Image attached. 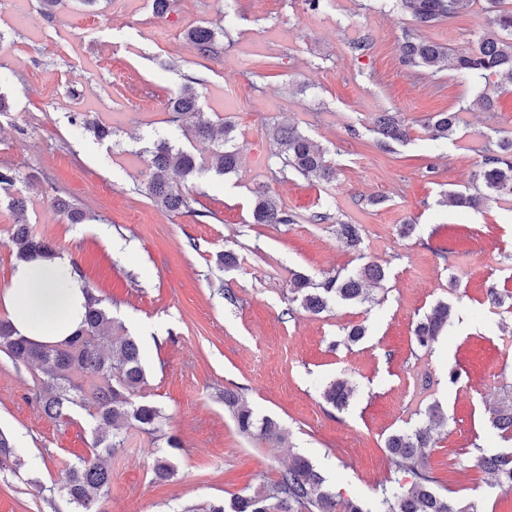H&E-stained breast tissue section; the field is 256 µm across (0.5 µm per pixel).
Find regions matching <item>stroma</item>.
Wrapping results in <instances>:
<instances>
[{
    "label": "stroma",
    "instance_id": "stroma-1",
    "mask_svg": "<svg viewBox=\"0 0 512 512\" xmlns=\"http://www.w3.org/2000/svg\"><path fill=\"white\" fill-rule=\"evenodd\" d=\"M153 0H68L55 16L40 0H0V167L38 174L28 209L37 232L74 259L88 288L112 312L114 332L140 345L159 406V431L123 429L110 458L104 512H184L271 486L290 456L311 460L333 491L374 495L390 474L385 441L425 424L439 403L427 461L448 497L479 512H512V491L476 462L478 452L512 450L490 421L512 400V201L454 208L445 194L474 186L492 131L512 136V91L451 68L403 65L406 36L428 35L450 53L472 50L487 27L485 0H470L453 26L419 27L395 0H173L156 15ZM226 31L213 57L197 53L188 30ZM369 36L362 55L348 44ZM204 92L202 108L232 121L237 172L208 171L189 185L195 214L170 213L138 191L147 165L137 155L149 131L185 143L168 101L185 83ZM494 92L497 109L473 108ZM460 110L448 139L430 140L423 119ZM398 113L403 143L380 148L375 113ZM90 113L117 133L99 142L71 115ZM293 124L336 160L330 183L296 173L272 179L275 126ZM265 185L296 217L253 223V191ZM63 196L88 220L71 223L54 206ZM326 214L324 223L309 220ZM360 227V251L337 223ZM413 225L404 233V225ZM238 261L221 265L219 254ZM376 262L386 278L371 303H333L313 314L291 306L293 274L321 281ZM499 305H489L488 290ZM440 302L451 325L434 344H417L416 323ZM364 326L347 342L345 330ZM459 380L449 383V372ZM354 389L350 404L324 401L336 378ZM32 369L0 352V432L17 445L19 472H0V512H50L39 484L60 480L87 455L93 423L83 410L53 419L34 395ZM234 392L282 438L244 436L224 404ZM183 444L175 475L153 478L168 436ZM457 462L449 470V462Z\"/></svg>",
    "mask_w": 512,
    "mask_h": 512
}]
</instances>
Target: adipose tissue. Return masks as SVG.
Wrapping results in <instances>:
<instances>
[{"label": "adipose tissue", "mask_w": 512, "mask_h": 512, "mask_svg": "<svg viewBox=\"0 0 512 512\" xmlns=\"http://www.w3.org/2000/svg\"><path fill=\"white\" fill-rule=\"evenodd\" d=\"M84 282L62 257L18 262L11 284L0 292L20 333L36 342H56L80 325Z\"/></svg>", "instance_id": "ef3b65f1"}]
</instances>
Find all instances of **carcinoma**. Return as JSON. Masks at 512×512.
<instances>
[{
    "instance_id": "cac0c4a2",
    "label": "carcinoma",
    "mask_w": 512,
    "mask_h": 512,
    "mask_svg": "<svg viewBox=\"0 0 512 512\" xmlns=\"http://www.w3.org/2000/svg\"><path fill=\"white\" fill-rule=\"evenodd\" d=\"M399 7L422 28L444 22H455L466 0H398ZM488 29L480 36L467 55L453 58L452 67L463 76L483 79L497 78L496 86H512V6L506 0H487ZM220 32L211 26L197 25L187 37L202 56L216 53ZM401 61L412 68L434 69L448 60V47L426 37L409 36L400 47ZM203 92L195 85H183L170 99L172 122L184 128L188 139L206 140L214 145L207 160L198 158L183 145L166 137H153L141 154L147 156L152 175L144 182L145 193L161 209L170 212H191L192 199L186 192L187 182L211 168L226 175L238 169L239 158L234 148V124L219 125L204 116L200 108ZM73 121L91 131L100 142L115 134L114 127L102 124L86 113H76ZM459 113L436 112L424 120L423 127L432 141L454 134ZM379 145L403 142L409 136L404 122L394 112H380L374 119ZM274 157L279 160V172L291 170L307 179L330 183L336 179V164L329 151L316 145L295 126L275 129ZM483 190L474 193L452 191L450 203L456 207L478 209L484 200L512 198V140L502 137L496 149L488 150L474 174ZM22 177L11 168L0 167V198L17 215L12 228V242L21 261L52 259L55 249L39 237L32 225L24 222L27 197L17 188ZM252 217L256 224H293L295 215L288 212L276 198L263 189L256 192ZM338 233L346 245L359 248L361 236L356 224H341ZM385 278L384 269L367 263L354 273L329 274L315 282L304 274L292 279V301L309 312L320 313L332 302L370 300L369 286ZM86 300L81 325L68 338L56 343H36L19 333L13 320L0 318V351L12 361L49 377L41 382L45 393L40 396L44 413L54 419L66 418L74 409H82L95 422L92 430L90 455L69 465L61 479V491L73 512H92L112 486V470L108 458L112 450L121 447L119 430L126 424L143 431L159 429L162 410L152 402L138 399L145 383L146 371L141 349L131 336L112 335V317L101 300L85 291ZM451 307L438 303L415 328L418 344L433 347L449 326ZM90 371L97 382L87 388L78 375ZM352 389L345 379H336L323 390L324 400L338 410L348 406ZM224 405L233 414L239 432L247 436H277L279 426L269 418L258 419L253 410L232 393H224ZM428 425L390 435L385 444L387 459L395 471L409 478H388L378 484V492L369 500L345 499L326 485L325 478L312 462L297 456L283 470L268 490H256L239 495L229 503L211 504L205 512H478L472 503H463L442 495L437 490L438 479L427 463L425 449L435 443L433 426L444 420L441 407L433 403L425 411ZM491 424L502 432H512V403L496 407L491 412ZM169 450L153 467L157 480H168L174 474L173 457L181 449L180 441L168 439ZM479 464L495 475L497 481L512 487V455L478 456ZM17 457L10 440L0 432V470L17 469Z\"/></svg>"
}]
</instances>
